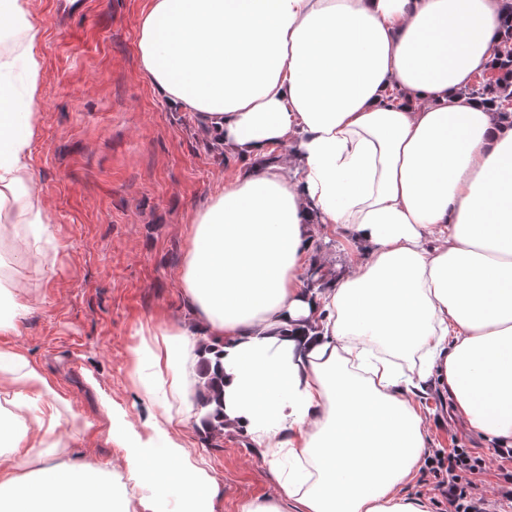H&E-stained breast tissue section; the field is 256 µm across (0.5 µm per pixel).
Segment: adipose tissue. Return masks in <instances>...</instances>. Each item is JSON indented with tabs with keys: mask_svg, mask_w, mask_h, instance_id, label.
Masks as SVG:
<instances>
[{
	"mask_svg": "<svg viewBox=\"0 0 512 512\" xmlns=\"http://www.w3.org/2000/svg\"><path fill=\"white\" fill-rule=\"evenodd\" d=\"M505 0H150L138 61L194 113L237 175L192 217L180 272L190 326L132 348L151 437L129 463L163 512H211L174 406L192 405L195 351L224 368V429L292 469L239 512H431L404 494L424 460L428 388L477 437L512 447V121L469 93L489 69ZM32 0L0 54V246L51 232L27 163L43 61ZM292 145L284 160L274 149ZM359 259L320 288L314 226ZM166 401H156L157 393ZM17 349L0 347V512H129L100 464L48 454L89 420Z\"/></svg>",
	"mask_w": 512,
	"mask_h": 512,
	"instance_id": "1",
	"label": "adipose tissue"
}]
</instances>
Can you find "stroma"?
Masks as SVG:
<instances>
[{"label":"stroma","instance_id":"stroma-1","mask_svg":"<svg viewBox=\"0 0 512 512\" xmlns=\"http://www.w3.org/2000/svg\"><path fill=\"white\" fill-rule=\"evenodd\" d=\"M148 0H87L60 32L54 0H33L43 30L39 134L29 164L49 208L50 261L10 264L30 305L0 347L18 349L93 423L80 437L60 431L57 457L100 462L139 512L150 489L132 474L128 450L111 438L112 418L141 429L148 402L131 378L141 327L190 324L180 286L193 212L219 191L237 163L190 112L170 109L138 64L137 28ZM111 408H104V399ZM429 448H473L486 460L476 479L488 501L512 490V461L472 435L448 395L421 400ZM191 413L181 429L188 453L215 485L212 512L276 495L278 472L245 438L210 437Z\"/></svg>","mask_w":512,"mask_h":512}]
</instances>
